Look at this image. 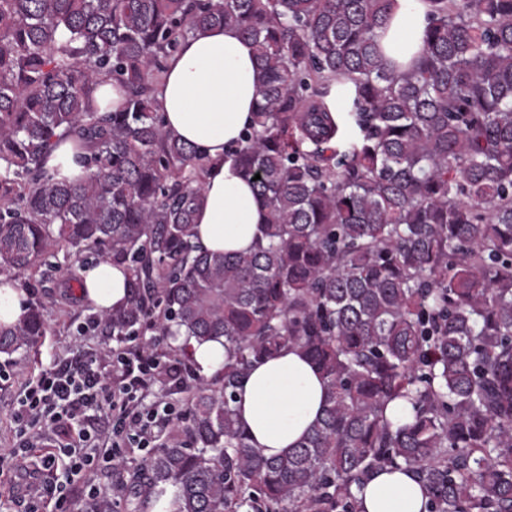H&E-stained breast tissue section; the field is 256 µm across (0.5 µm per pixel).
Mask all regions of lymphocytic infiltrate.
<instances>
[{"label":"lymphocytic infiltrate","instance_id":"obj_1","mask_svg":"<svg viewBox=\"0 0 512 512\" xmlns=\"http://www.w3.org/2000/svg\"><path fill=\"white\" fill-rule=\"evenodd\" d=\"M163 374L172 384L182 381L176 368L160 365L152 351L140 346L108 343L52 356L12 403L14 442L0 449V467L50 441V450L34 463L35 473L55 476L45 485L44 498L61 507L80 493L94 499V512H111L99 475L150 447L176 416L172 405L147 400L150 385ZM97 415L105 417V426L95 425Z\"/></svg>","mask_w":512,"mask_h":512}]
</instances>
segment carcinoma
<instances>
[{
	"label": "carcinoma",
	"mask_w": 512,
	"mask_h": 512,
	"mask_svg": "<svg viewBox=\"0 0 512 512\" xmlns=\"http://www.w3.org/2000/svg\"><path fill=\"white\" fill-rule=\"evenodd\" d=\"M425 2V49L398 73L376 43L391 0H0V276L96 253L130 273L112 335H185L189 424L140 466L169 512H358L384 467L413 474L426 512H512V0ZM209 26L250 40L260 77L233 156L267 221L235 254L194 242L204 161L155 100ZM103 76L124 102L93 112ZM64 136L91 147L81 182L44 168ZM44 332L32 308L0 354ZM220 336L224 367L196 374L189 341ZM289 346L325 409L268 458L235 389Z\"/></svg>",
	"instance_id": "1"
}]
</instances>
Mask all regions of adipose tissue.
I'll return each instance as SVG.
<instances>
[{"label": "adipose tissue", "instance_id": "1", "mask_svg": "<svg viewBox=\"0 0 512 512\" xmlns=\"http://www.w3.org/2000/svg\"><path fill=\"white\" fill-rule=\"evenodd\" d=\"M424 0H394L377 43L387 64L406 70L423 46ZM256 62L250 42L231 27H208L183 40L168 59L157 101L167 128L202 155L207 169L203 201L195 215V240L207 251L238 253L261 238L265 220L253 186L232 151L253 123ZM71 139L57 142L44 167L56 179L76 183L89 171L76 159ZM79 296L98 311L125 306L129 272L109 260L78 271ZM324 379L299 349L286 348L256 363L242 378L235 409L251 445L276 457L297 445L321 417ZM361 512H422L423 488L404 470H383L359 492Z\"/></svg>", "mask_w": 512, "mask_h": 512}]
</instances>
